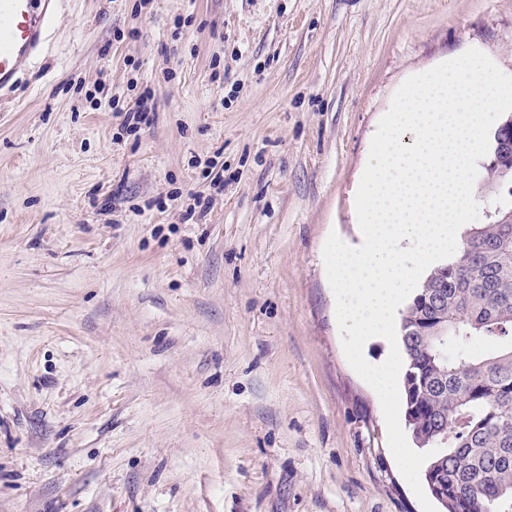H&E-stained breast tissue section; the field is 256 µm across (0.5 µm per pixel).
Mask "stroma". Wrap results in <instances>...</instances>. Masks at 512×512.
Here are the masks:
<instances>
[{"instance_id": "35a3bbf8", "label": "stroma", "mask_w": 512, "mask_h": 512, "mask_svg": "<svg viewBox=\"0 0 512 512\" xmlns=\"http://www.w3.org/2000/svg\"><path fill=\"white\" fill-rule=\"evenodd\" d=\"M465 46L511 75L512 0H62L0 99V512H422L322 252ZM151 97V90L146 89L142 99L137 101L134 107H129L125 110L124 126L131 131H138L143 124H148V112H152V109L147 108L144 99L148 100L151 99Z\"/></svg>"}]
</instances>
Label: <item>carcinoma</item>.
<instances>
[{
	"mask_svg": "<svg viewBox=\"0 0 512 512\" xmlns=\"http://www.w3.org/2000/svg\"><path fill=\"white\" fill-rule=\"evenodd\" d=\"M491 186L512 154L491 155ZM405 421L444 512H512V208L471 224L404 310Z\"/></svg>",
	"mask_w": 512,
	"mask_h": 512,
	"instance_id": "1",
	"label": "carcinoma"
}]
</instances>
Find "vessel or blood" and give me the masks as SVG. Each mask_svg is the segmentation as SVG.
<instances>
[{"label":"vessel or blood","mask_w":512,"mask_h":512,"mask_svg":"<svg viewBox=\"0 0 512 512\" xmlns=\"http://www.w3.org/2000/svg\"><path fill=\"white\" fill-rule=\"evenodd\" d=\"M58 0H0V92L13 91L41 50L57 17Z\"/></svg>","instance_id":"obj_1"}]
</instances>
